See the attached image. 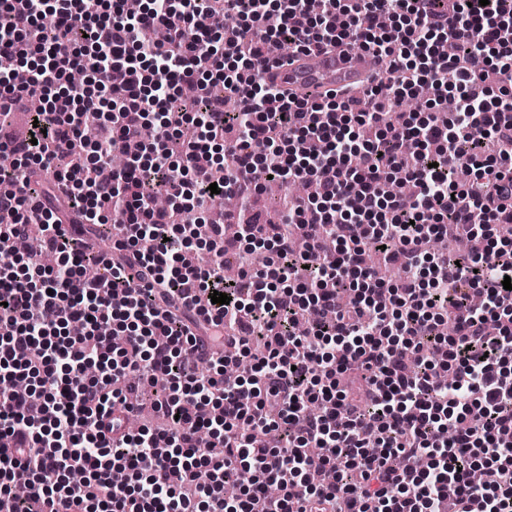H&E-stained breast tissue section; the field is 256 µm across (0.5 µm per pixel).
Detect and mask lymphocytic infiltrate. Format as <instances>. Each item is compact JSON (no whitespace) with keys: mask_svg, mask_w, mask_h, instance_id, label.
<instances>
[{"mask_svg":"<svg viewBox=\"0 0 512 512\" xmlns=\"http://www.w3.org/2000/svg\"><path fill=\"white\" fill-rule=\"evenodd\" d=\"M48 10L59 22L40 27ZM285 42L358 48L389 71L353 95L285 98L261 75ZM482 54L483 72L469 65ZM74 67L86 84L59 95ZM213 81L235 111L211 108ZM422 87L426 117L389 123ZM34 95V137L14 139L10 112ZM152 120L148 165L95 177L112 150L145 151ZM218 141L233 158L221 172L199 163ZM0 151L48 176L0 170V209L16 216L0 226V435L20 441L0 447V512H19V470L42 512H440L448 498L512 512V234L486 241L512 224V0H153L136 14L124 0H0ZM271 175L314 191L287 223H240L237 258L259 241L267 264L225 280L220 224L209 266L187 264V192L214 183L246 208ZM80 184L95 208L78 207ZM105 208L121 227L108 256L94 247ZM34 223L41 253L16 257ZM458 225L482 248L430 251ZM369 247L399 279L362 261ZM90 257L107 277L85 278ZM451 311L457 333L440 335ZM142 379L161 385L169 429L106 435ZM204 434L222 455L201 453ZM244 472L225 498L219 483Z\"/></svg>","mask_w":512,"mask_h":512,"instance_id":"1","label":"lymphocytic infiltrate"}]
</instances>
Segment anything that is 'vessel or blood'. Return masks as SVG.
Wrapping results in <instances>:
<instances>
[{
	"instance_id": "1",
	"label": "vessel or blood",
	"mask_w": 512,
	"mask_h": 512,
	"mask_svg": "<svg viewBox=\"0 0 512 512\" xmlns=\"http://www.w3.org/2000/svg\"><path fill=\"white\" fill-rule=\"evenodd\" d=\"M369 59V53L345 47L301 50L266 70L263 77L288 93L325 95L362 86L371 71Z\"/></svg>"
}]
</instances>
